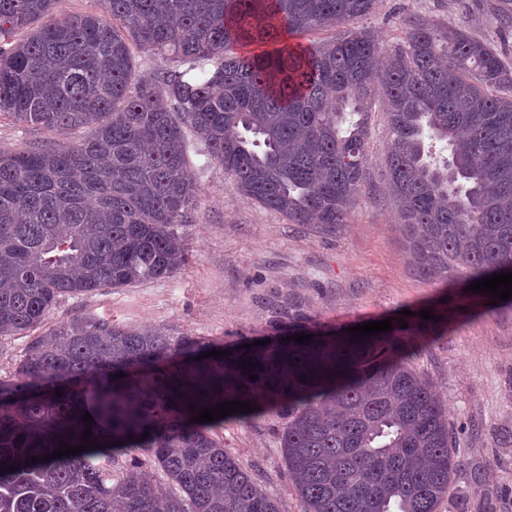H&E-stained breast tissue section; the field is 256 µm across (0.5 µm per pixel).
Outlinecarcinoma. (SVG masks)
Segmentation results:
<instances>
[{"mask_svg": "<svg viewBox=\"0 0 512 512\" xmlns=\"http://www.w3.org/2000/svg\"><path fill=\"white\" fill-rule=\"evenodd\" d=\"M55 2L0 0V113L69 140L0 151V334L39 327L63 296L180 270L194 143L242 195L334 231L365 187L380 94L386 186L422 272H512V68L463 27L411 18L381 61L368 31L287 41L375 0H103L64 19ZM496 12L512 30V0ZM135 47L170 55L152 84ZM207 352L109 321L34 337L0 382V468L16 467L0 512H283L218 435L273 410L304 512H436L457 469L447 412L396 331ZM235 400L259 410L191 421ZM87 429L96 445L44 460Z\"/></svg>", "mask_w": 512, "mask_h": 512, "instance_id": "carcinoma-1", "label": "carcinoma"}]
</instances>
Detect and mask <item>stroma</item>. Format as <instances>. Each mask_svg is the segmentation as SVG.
Wrapping results in <instances>:
<instances>
[{
    "label": "stroma",
    "mask_w": 512,
    "mask_h": 512,
    "mask_svg": "<svg viewBox=\"0 0 512 512\" xmlns=\"http://www.w3.org/2000/svg\"><path fill=\"white\" fill-rule=\"evenodd\" d=\"M493 0H376L354 28L371 29L381 51L405 39L412 17L463 26L512 67V33L499 30ZM388 130L383 102L369 120L367 184L346 223L330 233L291 224L235 191L223 168L190 151L199 186L193 223L178 232L189 261L176 274L127 288L63 297L41 333L73 320L163 327L216 346L286 337L296 330L338 332L368 321L405 320L411 366L448 413L459 463L438 512H512V301L474 305L459 270L429 278L409 252L385 184ZM409 317H400V310ZM446 310L447 319H423ZM281 412L225 422L218 434L283 512H303L279 438ZM480 484H473L472 473Z\"/></svg>",
    "instance_id": "obj_1"
}]
</instances>
